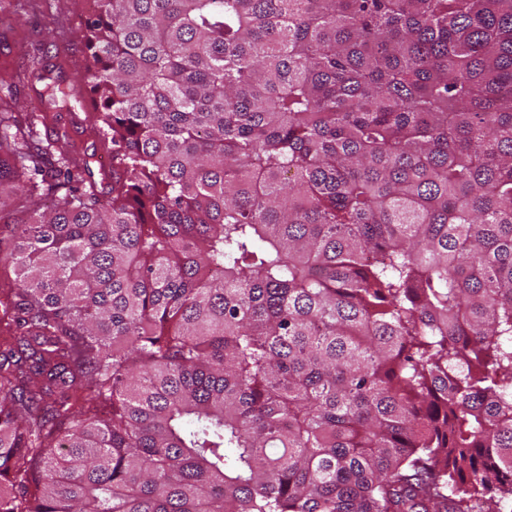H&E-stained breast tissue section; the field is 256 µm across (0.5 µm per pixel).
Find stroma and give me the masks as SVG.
I'll use <instances>...</instances> for the list:
<instances>
[{"label":"stroma","instance_id":"1","mask_svg":"<svg viewBox=\"0 0 512 512\" xmlns=\"http://www.w3.org/2000/svg\"><path fill=\"white\" fill-rule=\"evenodd\" d=\"M88 0H0V99L35 116V138L99 163L112 154L92 106L64 105L47 89L83 73L88 58L75 32L90 16Z\"/></svg>","mask_w":512,"mask_h":512}]
</instances>
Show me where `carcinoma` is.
I'll list each match as a JSON object with an SVG mask.
<instances>
[{
  "mask_svg": "<svg viewBox=\"0 0 512 512\" xmlns=\"http://www.w3.org/2000/svg\"><path fill=\"white\" fill-rule=\"evenodd\" d=\"M112 144L0 110V512H512V0H96Z\"/></svg>",
  "mask_w": 512,
  "mask_h": 512,
  "instance_id": "cac0c4a2",
  "label": "carcinoma"
}]
</instances>
